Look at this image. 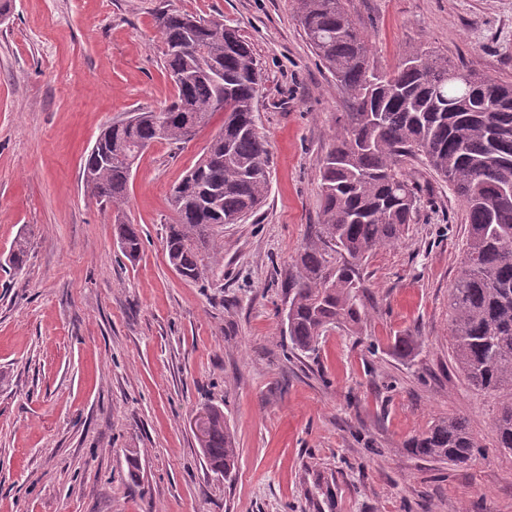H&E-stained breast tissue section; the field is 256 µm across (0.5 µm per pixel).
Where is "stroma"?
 I'll return each instance as SVG.
<instances>
[{
  "label": "stroma",
  "mask_w": 512,
  "mask_h": 512,
  "mask_svg": "<svg viewBox=\"0 0 512 512\" xmlns=\"http://www.w3.org/2000/svg\"><path fill=\"white\" fill-rule=\"evenodd\" d=\"M162 7L223 16L261 67L268 199L225 225L203 282L170 266L165 226L223 113L142 156L127 208L136 259L81 180L108 121L175 93ZM346 7L382 67L426 44L512 82V0ZM346 109L295 0H13L0 22V512H512V454L492 438L502 396L469 386L452 357L464 207L421 161L403 164L424 187L407 235L362 264L360 324L313 355L285 352L282 283L320 220V161ZM207 405L236 439L227 479L196 436ZM448 413L483 446L464 467L406 447Z\"/></svg>",
  "instance_id": "1"
}]
</instances>
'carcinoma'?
<instances>
[{
  "label": "carcinoma",
  "instance_id": "carcinoma-1",
  "mask_svg": "<svg viewBox=\"0 0 512 512\" xmlns=\"http://www.w3.org/2000/svg\"><path fill=\"white\" fill-rule=\"evenodd\" d=\"M296 5L307 40L349 111L338 117L321 160V223L310 227L288 272L289 350L313 353L328 331L361 322V265L401 242L408 230L422 188L402 163L420 156L465 207L467 247L448 296L453 359L474 389L509 395L492 436L496 447L512 453V82L485 77L426 46L383 68L345 0ZM156 24L174 98L158 110L137 109L107 123L81 177L89 195L109 209L120 251L134 259L141 238L126 204L142 147L185 143L224 111V139L210 159L197 160L169 198L175 218L166 225L168 262L182 277L199 281L218 263L213 248L219 230L245 221L267 198L269 151L255 121L261 70L249 44L222 16L163 8ZM186 112L196 119L192 134L181 119ZM162 113L169 117L164 127ZM210 413L203 453L215 474L228 477L237 448L224 412ZM406 447L454 465L482 453L467 417L455 413L437 418Z\"/></svg>",
  "mask_w": 512,
  "mask_h": 512
}]
</instances>
